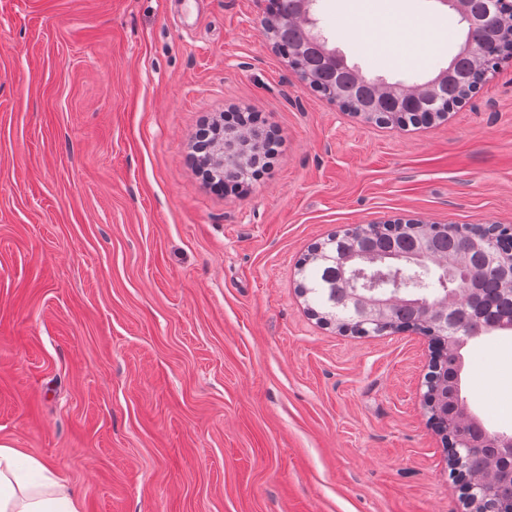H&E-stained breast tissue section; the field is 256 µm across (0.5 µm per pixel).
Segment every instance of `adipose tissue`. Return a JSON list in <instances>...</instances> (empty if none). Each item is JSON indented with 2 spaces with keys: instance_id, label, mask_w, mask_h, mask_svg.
<instances>
[{
  "instance_id": "1",
  "label": "adipose tissue",
  "mask_w": 512,
  "mask_h": 512,
  "mask_svg": "<svg viewBox=\"0 0 512 512\" xmlns=\"http://www.w3.org/2000/svg\"><path fill=\"white\" fill-rule=\"evenodd\" d=\"M0 512H83V503L48 464L0 445Z\"/></svg>"
}]
</instances>
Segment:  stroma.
Returning a JSON list of instances; mask_svg holds the SVG:
<instances>
[{
  "label": "stroma",
  "mask_w": 512,
  "mask_h": 512,
  "mask_svg": "<svg viewBox=\"0 0 512 512\" xmlns=\"http://www.w3.org/2000/svg\"><path fill=\"white\" fill-rule=\"evenodd\" d=\"M392 53L324 33L370 77L428 79L465 39L438 0H374ZM271 0H0V444L84 512H464L423 408L429 342L312 315L299 265L351 225H512V59L446 118L379 123L275 53ZM257 116L243 190L191 160ZM462 392L512 433V332L469 341Z\"/></svg>",
  "instance_id": "35a3bbf8"
}]
</instances>
